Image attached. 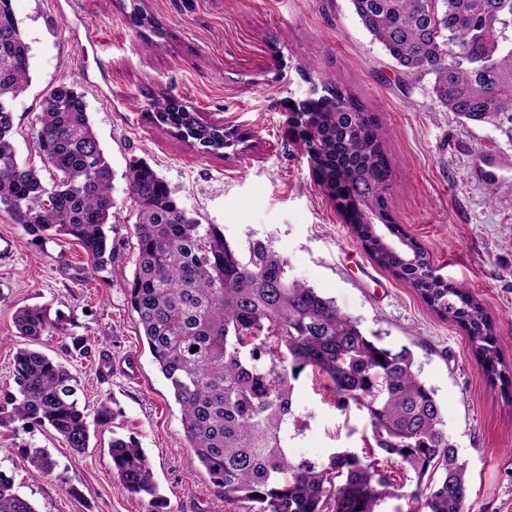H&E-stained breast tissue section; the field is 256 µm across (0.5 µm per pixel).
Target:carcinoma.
Listing matches in <instances>:
<instances>
[{"mask_svg":"<svg viewBox=\"0 0 512 512\" xmlns=\"http://www.w3.org/2000/svg\"><path fill=\"white\" fill-rule=\"evenodd\" d=\"M350 2L372 41L405 74L433 76L442 107L466 123L492 125L512 143V42L501 34L512 0ZM29 56L12 0H0V213L21 225L33 245L71 238L102 270L112 261V172L83 94L63 83L42 103L34 139L49 178L17 162L9 108L28 86ZM150 106L158 123L194 140L201 152L226 146L224 127L201 123L181 101L155 99ZM298 111L304 121L292 132L355 239L459 325L489 386L508 392L512 379L499 369L500 340L482 304L433 276L427 252L409 263L367 237V212L388 214L392 174L377 119L328 80ZM126 178L138 209L128 303L180 407L189 447L224 490L231 512H378L395 495V467L412 486L398 495L407 500L406 512H470L465 465L407 348L382 345L335 300L289 278L287 260L269 244L252 241L243 255L219 225L190 216L147 162L129 161ZM14 322L25 343L14 356L16 390L0 393V427L48 425L82 453L90 425L76 397L77 378L34 348L59 325L37 305L17 309ZM308 367L332 382L339 407L354 403L365 411L387 466L345 448L321 461L291 454L290 431L302 428L294 382ZM109 452L119 484L155 502L154 474L138 442L114 437ZM26 455L32 477L53 473L46 449L28 448ZM0 512H37L1 470Z\"/></svg>","mask_w":512,"mask_h":512,"instance_id":"carcinoma-1","label":"carcinoma"}]
</instances>
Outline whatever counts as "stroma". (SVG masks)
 I'll return each mask as SVG.
<instances>
[{
  "mask_svg": "<svg viewBox=\"0 0 512 512\" xmlns=\"http://www.w3.org/2000/svg\"><path fill=\"white\" fill-rule=\"evenodd\" d=\"M160 31L158 48L128 15L131 0H12L30 46V78L15 107L19 164L43 169L33 130L42 102L62 83L83 93L112 169L116 202L112 261L96 269L80 245L60 238L31 244L0 213V389L14 388L13 356L23 339L13 322L23 306L43 307L63 333L39 350L78 380L91 440L74 453L48 427L0 428V470L37 512H227L185 438L181 412L139 333L125 285L133 272L134 203L127 163L147 161L203 224H220L240 247L267 242L288 260L289 278L332 298L366 334L408 348L420 379L441 407L445 428L470 480V512H512V400L488 386L465 331L427 306L404 280L382 269L318 186L289 135L291 103L311 85L313 61L380 120L394 166L386 197L397 224L430 255L439 275L482 303L512 373V142L487 124L462 125L432 93V76L405 75L372 42L350 0H140ZM178 98L205 123L239 125L245 152L204 155L155 124L149 102ZM494 197H487V188ZM85 339L86 352L73 346ZM293 400L304 427L295 456L326 458L348 448L371 455L364 411L340 409L330 381L308 370ZM115 413L105 425L100 404ZM143 448L163 504L130 494L115 479L113 436ZM56 462L29 474L24 449Z\"/></svg>",
  "mask_w": 512,
  "mask_h": 512,
  "instance_id": "35a3bbf8",
  "label": "stroma"
}]
</instances>
